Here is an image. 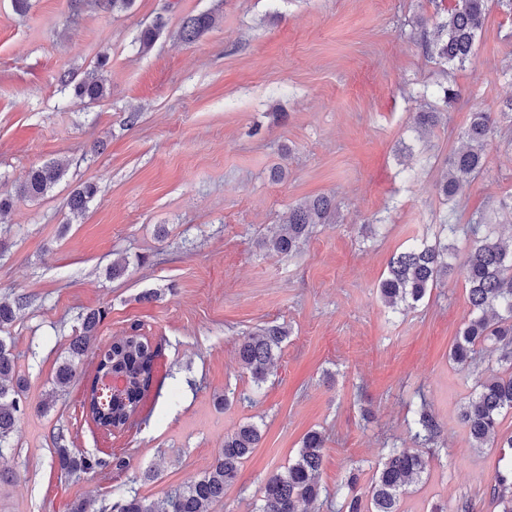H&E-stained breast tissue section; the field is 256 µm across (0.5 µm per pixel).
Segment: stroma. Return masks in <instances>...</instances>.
Masks as SVG:
<instances>
[{"label":"stroma","instance_id":"stroma-1","mask_svg":"<svg viewBox=\"0 0 512 512\" xmlns=\"http://www.w3.org/2000/svg\"><path fill=\"white\" fill-rule=\"evenodd\" d=\"M448 0H134L115 12L94 0H31L28 12L0 0V300L20 302L6 330L28 409L0 452V512H69L87 500L111 512L120 491L155 501L203 473L243 422L263 438L238 480L210 512H257L263 479L292 460L312 429L329 438L309 512H342L349 491L364 494L387 448H421L429 470L401 512H498L490 495L501 449L474 450L459 421L476 377L505 371L497 351L477 374L448 354L468 302L462 276L444 280L416 309L385 306L377 287L395 254L434 242L442 221L472 216L502 227L512 193V146L496 139L482 176L455 207L436 193L448 156L472 112L498 111L512 98V16L488 0L475 54L451 78L462 97L438 128L419 137L413 115L437 106L420 97L441 81V64L409 38L434 22ZM213 12L218 24L193 43L182 20ZM164 29L151 52L140 31ZM105 99L81 101L62 72L90 71L100 54ZM137 113L128 124L129 113ZM67 165L40 198L18 192L32 168ZM282 167L281 180L271 178ZM93 182L98 194L81 217L66 201ZM335 197L331 223L317 225L299 253L281 258L262 245L292 206ZM166 236H159L158 227ZM126 275L109 278L117 256ZM157 292L152 301L145 292ZM101 309L102 342L135 331L158 350L164 370L128 431L104 436L81 407L90 363L57 398L49 393L82 313ZM264 323L289 335L268 379L254 384L237 340ZM49 401L48 412L38 409ZM427 405L435 443L417 445L414 412ZM97 454L130 457L61 476L55 436ZM156 479L143 480L145 470ZM359 475L348 489L349 472Z\"/></svg>","mask_w":512,"mask_h":512}]
</instances>
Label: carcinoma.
Listing matches in <instances>:
<instances>
[{
    "instance_id": "carcinoma-1",
    "label": "carcinoma",
    "mask_w": 512,
    "mask_h": 512,
    "mask_svg": "<svg viewBox=\"0 0 512 512\" xmlns=\"http://www.w3.org/2000/svg\"><path fill=\"white\" fill-rule=\"evenodd\" d=\"M487 0H455L443 17L432 27L423 24L412 29L411 38L427 58L450 68L462 67L473 54L477 33L481 30ZM217 24L216 15L205 12L186 16L179 37L193 43ZM161 34V27L147 26L137 41L142 53L149 52ZM60 84L83 100L104 99L106 86L97 73L82 78L71 72L59 76ZM442 103L457 101L462 91L453 83L440 82L433 91ZM442 121L440 112H418L415 126L421 136L429 135ZM496 113L473 112L463 131V147L448 156V162L436 183L438 194L452 203L462 185L478 177L485 168V151L496 130ZM59 163H46L32 169L20 193L37 198L45 195L65 175ZM98 193L88 183L74 189L66 205L73 214H81ZM334 198L318 196L292 207L288 221L265 245L282 258L300 251L318 224H325L336 212ZM483 218L471 219L469 249L458 258L452 243L436 241L413 245L398 253L389 263L379 285L383 302L396 309L414 308L422 302L440 279L460 269L470 307L468 319L450 348L449 358L467 369L484 348L501 350L500 360L509 364V372L478 382L473 395L463 404L460 420L472 442L482 449L493 445L512 448V434H498L499 419L512 410V236L505 242L499 236L480 235ZM105 311L96 309L82 318L81 331L74 336L68 354L59 364L53 385L64 392L78 380L79 366L89 357L95 375L83 393L82 408L94 424L112 432L123 429L143 408L144 399L156 368L157 351L150 341L135 332L116 337L102 345L98 331ZM288 331L278 324H267L241 336L238 344L240 366L259 385L268 376L270 366L280 358ZM26 408L24 381L15 372L14 357L6 338L0 336V447L11 437L18 416ZM415 439L424 444L434 441L437 423L421 405L414 419ZM262 439L260 428L253 423L238 425L224 435V448L199 478L168 493L158 502H149L136 491L112 503V512H209L211 504L224 498V488L238 478L243 464ZM55 466L64 477L94 473L111 466L129 468L130 459L115 453L105 457L91 455L66 444L64 433L57 436ZM325 437L318 430L308 431L296 457L285 470L268 475L261 488V512H307L306 505L321 495L320 476L324 465ZM428 457L418 451L390 448L379 464L367 495L345 498V512H400L401 497L427 470ZM493 499L500 512H512V457L499 458L494 476Z\"/></svg>"
}]
</instances>
